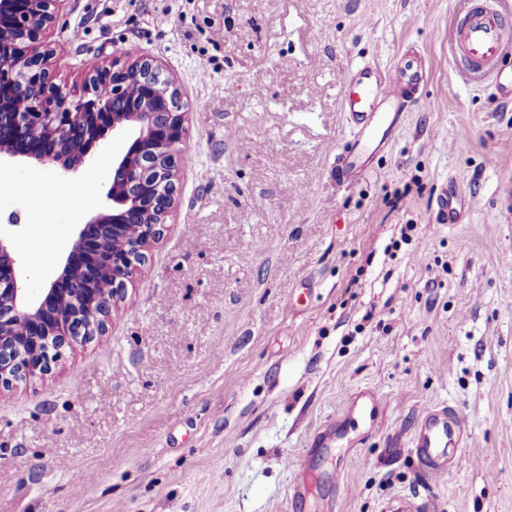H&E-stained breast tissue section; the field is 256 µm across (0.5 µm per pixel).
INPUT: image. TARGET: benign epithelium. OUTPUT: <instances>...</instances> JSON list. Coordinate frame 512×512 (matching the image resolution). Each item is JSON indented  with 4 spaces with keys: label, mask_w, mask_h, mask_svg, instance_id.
Masks as SVG:
<instances>
[{
    "label": "benign epithelium",
    "mask_w": 512,
    "mask_h": 512,
    "mask_svg": "<svg viewBox=\"0 0 512 512\" xmlns=\"http://www.w3.org/2000/svg\"><path fill=\"white\" fill-rule=\"evenodd\" d=\"M62 0H0V75L17 80L25 99L18 110L0 106V168L24 159L62 175L91 164L94 147L107 134L126 150L112 160L106 193L112 211L102 210L78 225L58 276L37 292L28 288L12 236L0 226V390L46 374L65 347H75L105 329L112 306L145 263L150 244L163 237L177 195L179 153L188 112L176 80L155 60L127 52L112 68L97 66L82 84L56 83L53 51L43 35ZM138 82L140 97L128 86ZM106 118L102 132L81 140L83 120ZM136 224L120 254L110 250L118 228ZM97 267L108 287L98 292L76 270Z\"/></svg>",
    "instance_id": "1"
}]
</instances>
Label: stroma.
<instances>
[{
  "instance_id": "obj_1",
  "label": "stroma",
  "mask_w": 512,
  "mask_h": 512,
  "mask_svg": "<svg viewBox=\"0 0 512 512\" xmlns=\"http://www.w3.org/2000/svg\"><path fill=\"white\" fill-rule=\"evenodd\" d=\"M468 0H61L45 40L57 81L133 50L191 112L163 238L103 335L0 394V512H512V102L460 70ZM429 71L403 131L354 182L329 167L354 137L343 77L366 60ZM0 198L36 288L76 224L108 205L20 161ZM456 180L464 223L438 201ZM385 401L378 430L311 456L348 396ZM435 406L467 435L446 476L410 438ZM338 470V480L327 474ZM86 473L75 487L72 472Z\"/></svg>"
}]
</instances>
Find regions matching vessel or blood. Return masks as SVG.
Here are the masks:
<instances>
[{
  "label": "vessel or blood",
  "mask_w": 512,
  "mask_h": 512,
  "mask_svg": "<svg viewBox=\"0 0 512 512\" xmlns=\"http://www.w3.org/2000/svg\"><path fill=\"white\" fill-rule=\"evenodd\" d=\"M512 53V18L484 5L473 4L459 20L454 33L455 58L465 69L495 74V89L505 102L512 100V76L499 71L500 60ZM427 82L422 67L405 64L384 72L374 62L357 65L345 75V95L341 107L354 128L352 144L337 154L333 171L338 183L353 181L358 162L368 145L382 149L401 132L413 102L421 98ZM352 409L358 410L370 426H378L384 405L377 394L364 390L355 396ZM466 433L462 412L448 407L428 409L411 441V450L428 478L448 472V457Z\"/></svg>",
  "instance_id": "obj_1"
}]
</instances>
